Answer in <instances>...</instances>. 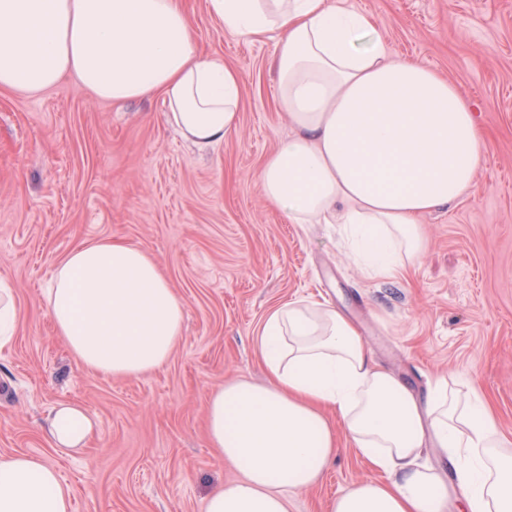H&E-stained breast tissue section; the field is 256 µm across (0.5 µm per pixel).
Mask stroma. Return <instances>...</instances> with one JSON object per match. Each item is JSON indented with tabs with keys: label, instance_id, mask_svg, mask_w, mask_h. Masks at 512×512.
<instances>
[{
	"label": "stroma",
	"instance_id": "1",
	"mask_svg": "<svg viewBox=\"0 0 512 512\" xmlns=\"http://www.w3.org/2000/svg\"><path fill=\"white\" fill-rule=\"evenodd\" d=\"M375 16L392 54L436 70L475 103L488 148L471 192L423 217L428 248L407 279H368L335 225L292 224L263 198L257 174L288 134L271 39L225 30L206 0H188L196 46L242 80L241 124L199 151L168 128L152 96L123 107L65 79L28 96L0 92V279L18 307L0 351V454L55 465L74 512H201L238 472L209 448L210 389L265 377L255 334L265 314L327 299L377 360L426 396L442 378L478 391L512 438V0H346ZM112 236L148 250L185 299L169 363L104 378L53 333L40 306L56 263L78 242ZM81 403L88 447L54 448L45 420ZM349 443L321 486L290 494L289 512H331L357 482L379 479Z\"/></svg>",
	"mask_w": 512,
	"mask_h": 512
}]
</instances>
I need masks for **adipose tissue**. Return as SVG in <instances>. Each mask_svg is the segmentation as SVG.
Wrapping results in <instances>:
<instances>
[{"instance_id": "obj_1", "label": "adipose tissue", "mask_w": 512, "mask_h": 512, "mask_svg": "<svg viewBox=\"0 0 512 512\" xmlns=\"http://www.w3.org/2000/svg\"><path fill=\"white\" fill-rule=\"evenodd\" d=\"M229 32L275 39L278 98L290 133L258 181L293 224L338 225L368 277L400 279L427 248L424 215L467 195L486 140L457 86L395 59L373 17L335 0H207ZM73 77L98 99L152 94L165 123L199 148L240 126L241 76L201 55L184 0H0V91L37 94ZM57 336L86 368L138 378L167 364L186 304L144 248L78 243L43 293ZM266 380L210 390L206 431L243 475L214 486L202 512H288L336 458L335 419L356 453L386 474L350 486L332 512H512V441L476 392L437 382L419 400L382 368L357 326L328 301L273 309L258 333ZM96 423L77 402L47 418L54 447L84 448ZM441 449L460 496L420 461ZM58 469L0 455V512H73Z\"/></svg>"}]
</instances>
